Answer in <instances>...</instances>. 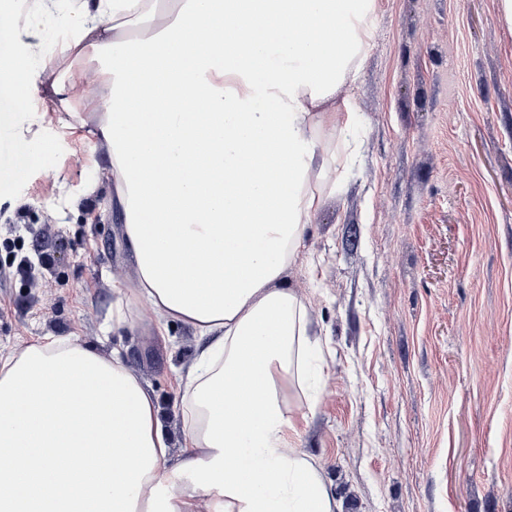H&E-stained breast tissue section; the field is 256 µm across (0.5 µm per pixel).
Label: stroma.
<instances>
[{
  "instance_id": "obj_1",
  "label": "stroma",
  "mask_w": 512,
  "mask_h": 512,
  "mask_svg": "<svg viewBox=\"0 0 512 512\" xmlns=\"http://www.w3.org/2000/svg\"><path fill=\"white\" fill-rule=\"evenodd\" d=\"M34 2L12 0L0 51L49 70L72 0L30 36ZM341 94L360 148L285 274L325 356L316 396L287 403L295 444L343 512H512V26L499 0H377ZM106 158L58 99L0 84V355L43 336L120 351L156 397L171 467L197 336L108 329L112 285L136 268Z\"/></svg>"
}]
</instances>
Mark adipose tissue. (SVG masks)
I'll return each mask as SVG.
<instances>
[{"instance_id": "1", "label": "adipose tissue", "mask_w": 512, "mask_h": 512, "mask_svg": "<svg viewBox=\"0 0 512 512\" xmlns=\"http://www.w3.org/2000/svg\"><path fill=\"white\" fill-rule=\"evenodd\" d=\"M86 0L49 88L73 118L93 112L133 284H115L113 331L149 307L159 333L193 327L177 464L158 407L157 461L135 512H342L291 440L285 386L315 382L320 344L282 275L331 171L320 134L346 140L336 95L355 79L377 0ZM93 57L95 71L77 67ZM139 93L157 112L133 113ZM207 109L193 111L196 101Z\"/></svg>"}]
</instances>
